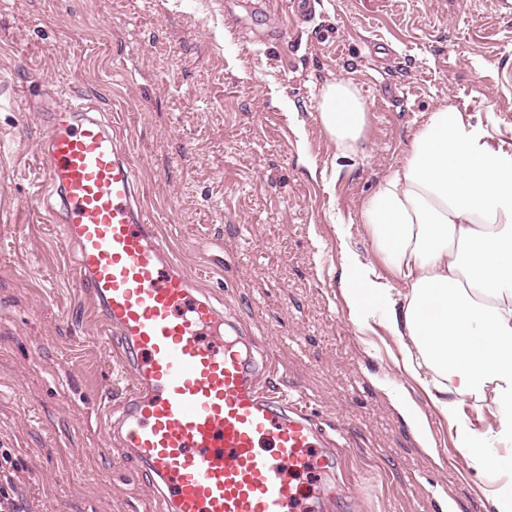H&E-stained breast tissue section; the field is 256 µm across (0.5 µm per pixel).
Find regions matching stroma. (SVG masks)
Returning <instances> with one entry per match:
<instances>
[{
    "label": "stroma",
    "mask_w": 512,
    "mask_h": 512,
    "mask_svg": "<svg viewBox=\"0 0 512 512\" xmlns=\"http://www.w3.org/2000/svg\"><path fill=\"white\" fill-rule=\"evenodd\" d=\"M351 82L364 154L340 158L316 104ZM79 101L112 125L173 259L257 350L274 389L308 396L348 440L333 512H484L456 422L427 410L426 454L380 383L403 376L385 329L361 336L340 296L337 232L374 257L356 215L428 112L452 103L512 148V12L496 0H0V448L23 512H166L109 410L128 381L56 234L38 157L48 115Z\"/></svg>",
    "instance_id": "obj_1"
}]
</instances>
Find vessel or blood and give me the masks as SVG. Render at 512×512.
I'll return each mask as SVG.
<instances>
[{
  "instance_id": "b4317fda",
  "label": "vessel or blood",
  "mask_w": 512,
  "mask_h": 512,
  "mask_svg": "<svg viewBox=\"0 0 512 512\" xmlns=\"http://www.w3.org/2000/svg\"><path fill=\"white\" fill-rule=\"evenodd\" d=\"M40 158L45 185L62 193L74 272L131 376L112 434L169 512H328L345 437L269 394L270 361L226 339L223 313L146 221L136 172L104 126L69 103L49 113ZM301 473L315 489H302Z\"/></svg>"
}]
</instances>
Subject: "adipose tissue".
<instances>
[{
    "instance_id": "ef3b65f1",
    "label": "adipose tissue",
    "mask_w": 512,
    "mask_h": 512,
    "mask_svg": "<svg viewBox=\"0 0 512 512\" xmlns=\"http://www.w3.org/2000/svg\"><path fill=\"white\" fill-rule=\"evenodd\" d=\"M339 156L361 151L368 111L355 87L326 85L316 106ZM454 104L428 113L404 160L388 170L359 218L382 256L375 265L340 244V295L347 319L373 333V313L399 340L397 366L456 420L462 397L498 407L483 432L459 431L457 452L481 482L486 512H512V155ZM385 390L423 448L426 414L401 383Z\"/></svg>"
}]
</instances>
